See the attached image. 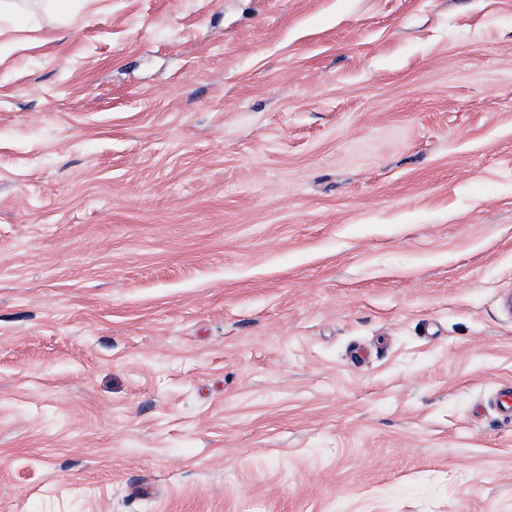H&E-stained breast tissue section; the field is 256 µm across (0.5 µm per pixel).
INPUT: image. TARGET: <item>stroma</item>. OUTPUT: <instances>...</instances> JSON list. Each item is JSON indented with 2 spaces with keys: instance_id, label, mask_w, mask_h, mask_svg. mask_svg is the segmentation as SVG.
<instances>
[{
  "instance_id": "obj_1",
  "label": "stroma",
  "mask_w": 512,
  "mask_h": 512,
  "mask_svg": "<svg viewBox=\"0 0 512 512\" xmlns=\"http://www.w3.org/2000/svg\"><path fill=\"white\" fill-rule=\"evenodd\" d=\"M0 16V512H512V0Z\"/></svg>"
}]
</instances>
